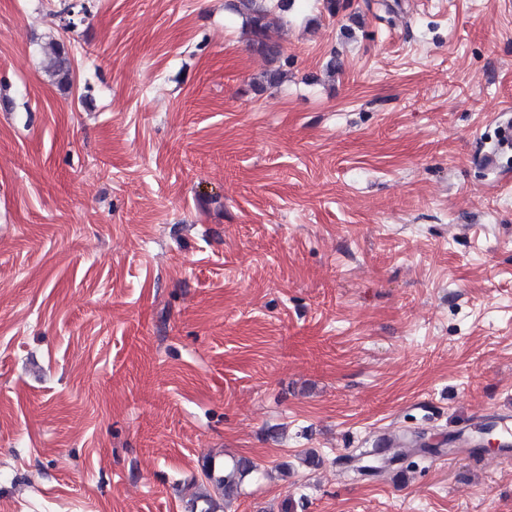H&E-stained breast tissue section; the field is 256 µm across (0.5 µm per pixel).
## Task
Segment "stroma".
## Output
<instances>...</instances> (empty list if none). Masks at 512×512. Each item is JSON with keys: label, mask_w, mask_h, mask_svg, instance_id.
Instances as JSON below:
<instances>
[{"label": "stroma", "mask_w": 512, "mask_h": 512, "mask_svg": "<svg viewBox=\"0 0 512 512\" xmlns=\"http://www.w3.org/2000/svg\"><path fill=\"white\" fill-rule=\"evenodd\" d=\"M71 2L0 0V512H512V0H296L271 88L232 0ZM43 71L53 82L62 87L70 85L72 62L63 44L49 43L44 50ZM253 473L258 471L246 459H233L217 467L212 459L206 458L200 491L186 501L185 512H218L217 509L221 508L219 501H231L242 481Z\"/></svg>", "instance_id": "1"}]
</instances>
